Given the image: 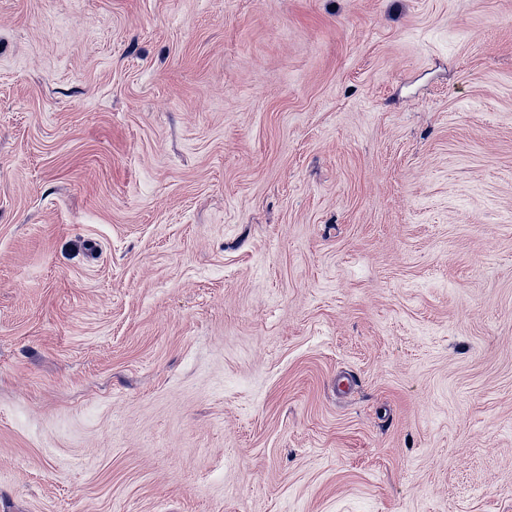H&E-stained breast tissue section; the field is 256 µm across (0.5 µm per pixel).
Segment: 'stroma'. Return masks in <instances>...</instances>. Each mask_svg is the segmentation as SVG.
<instances>
[{
	"label": "stroma",
	"mask_w": 512,
	"mask_h": 512,
	"mask_svg": "<svg viewBox=\"0 0 512 512\" xmlns=\"http://www.w3.org/2000/svg\"><path fill=\"white\" fill-rule=\"evenodd\" d=\"M0 512H512V0H0Z\"/></svg>",
	"instance_id": "1"
}]
</instances>
